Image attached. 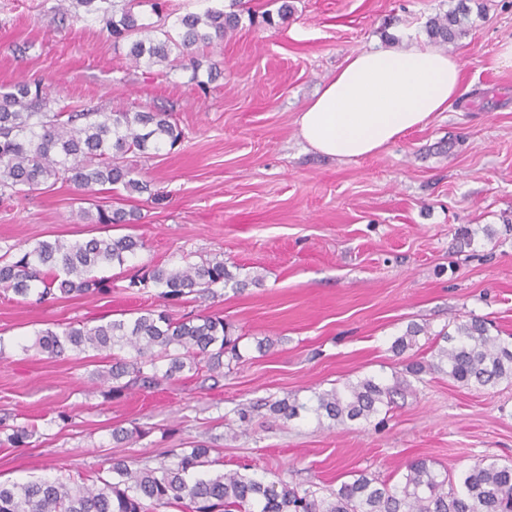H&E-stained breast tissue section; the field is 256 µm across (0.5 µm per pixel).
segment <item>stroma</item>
<instances>
[{"label": "stroma", "mask_w": 512, "mask_h": 512, "mask_svg": "<svg viewBox=\"0 0 512 512\" xmlns=\"http://www.w3.org/2000/svg\"><path fill=\"white\" fill-rule=\"evenodd\" d=\"M459 1L290 0L288 20L268 27L249 14L276 0H244L237 29L197 52L194 75L133 64L101 22L59 28L55 0H0V86L34 80L106 110L165 108L182 132L134 159L149 191L93 194L136 223H87L80 192L62 181L0 196V248L127 234L143 243L124 266L99 269L108 292L38 302L0 291V481L89 484L108 457L154 465L161 449L199 443L213 470L246 465L323 494L360 472L398 483L418 458L456 478L485 456L512 463V383L464 387L442 372L423 374L379 427L307 415L258 416L234 438L225 428L242 403L391 380L429 360L430 335L461 319L484 318L512 342V69L497 63L512 0H463L467 32L448 48L462 80L448 111L358 160L324 157L299 135L303 107L350 53L427 41V20ZM214 258L261 284L168 311L215 313L242 333L245 361L218 382L185 376L115 400L96 379L104 355L52 358L34 346L45 328L158 308L157 288L128 287L141 268ZM413 325L424 329L417 345L394 351ZM16 426L32 429L27 446L4 445ZM135 426L141 438L115 442L113 429Z\"/></svg>", "instance_id": "35a3bbf8"}]
</instances>
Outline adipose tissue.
I'll use <instances>...</instances> for the list:
<instances>
[{"label": "adipose tissue", "mask_w": 512, "mask_h": 512, "mask_svg": "<svg viewBox=\"0 0 512 512\" xmlns=\"http://www.w3.org/2000/svg\"><path fill=\"white\" fill-rule=\"evenodd\" d=\"M461 64L417 41L349 55L299 115V131L314 151L357 159L379 153L456 100Z\"/></svg>", "instance_id": "obj_1"}]
</instances>
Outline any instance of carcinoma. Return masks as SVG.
<instances>
[{
	"label": "carcinoma",
	"mask_w": 512,
	"mask_h": 512,
	"mask_svg": "<svg viewBox=\"0 0 512 512\" xmlns=\"http://www.w3.org/2000/svg\"><path fill=\"white\" fill-rule=\"evenodd\" d=\"M141 0H57L59 23L74 27L89 17L105 23L114 45L127 42V56L135 63L174 67L181 56L198 47H209L235 31L240 15L209 7L202 13L178 17L173 30L162 32L134 12ZM469 8L461 6L426 23L428 36L441 46L455 43L464 32ZM181 131L169 112L106 111L74 105L51 95L41 82L22 81L0 87V192L25 193L59 180L84 193L97 187H120L130 193L147 191V184L133 177L128 155H145L164 144L175 145ZM92 224H131L132 213L122 209L82 210ZM142 247L132 235L92 237L83 241L55 239L33 247L0 254V289L26 299L44 301L60 293L86 295L105 292V280L91 276L94 269L123 266ZM233 283L237 289L260 284L257 276L236 278L222 259L201 264L155 266L129 280L128 287L149 284L159 289L163 302L188 296L208 298ZM423 329L411 326L397 338L393 349L401 353L416 344ZM241 337L216 315H197L173 321L166 310H150L132 320H111L89 326L67 325L37 332L34 346L51 356L89 349L112 354V365L98 373L106 395L119 399L133 388L149 389L162 381H177L184 373H205V379L223 375L224 356L241 359ZM432 360L406 365V376L393 383L364 377L355 383L314 393L307 402L295 398L267 397L233 409L235 420L226 428L252 422L265 409L269 416L290 420L303 413L323 417L338 425L372 422L391 410L396 398L412 390V380L430 371L448 374L464 386H495L512 381V344L489 334L483 320L473 316L441 330L432 346ZM210 465L209 449L198 445L190 452L167 448L155 466L131 468L124 458L112 459L110 478L90 485H70L58 479L26 483L0 482V512H154L185 504L191 512H512V464L487 456L455 482L448 471H437L425 459L406 465L403 481L389 485L364 473L344 481L319 499L278 480H267L238 470L206 477L193 473Z\"/></svg>",
	"instance_id": "carcinoma-1"
}]
</instances>
